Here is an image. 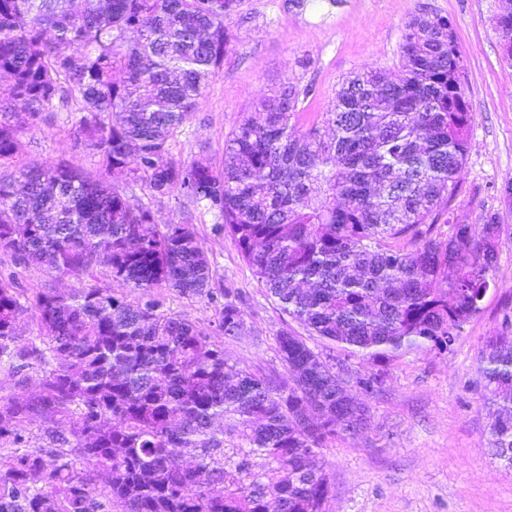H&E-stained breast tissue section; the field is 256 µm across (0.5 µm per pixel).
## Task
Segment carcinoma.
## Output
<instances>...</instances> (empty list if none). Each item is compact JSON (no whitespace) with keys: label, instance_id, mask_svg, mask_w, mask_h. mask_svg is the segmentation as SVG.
Listing matches in <instances>:
<instances>
[{"label":"carcinoma","instance_id":"obj_1","mask_svg":"<svg viewBox=\"0 0 512 512\" xmlns=\"http://www.w3.org/2000/svg\"><path fill=\"white\" fill-rule=\"evenodd\" d=\"M0 0V167L14 155L19 101L29 114L80 99L77 124L102 169L153 195L179 187L217 215L283 311L321 340L385 365L410 349L446 352L481 311L501 224L481 232L454 203L469 147L464 64L446 16L405 25L398 75L356 73L322 123L300 135L309 90L285 82L224 142V164L169 158L186 115L223 67L224 18L240 0ZM512 63V13L498 14ZM0 250L61 275L173 288L217 301L191 224H158L127 188L57 163L0 175ZM90 288L22 299L0 281V369L39 363L36 392L0 397V512H328L319 450L366 426L327 353L285 331L288 377L242 369L195 323ZM32 312L39 343L18 344ZM217 327L241 334L224 289ZM496 404L494 455L512 468V319L481 349ZM46 423V445L26 425ZM75 455L81 467L69 459Z\"/></svg>","mask_w":512,"mask_h":512}]
</instances>
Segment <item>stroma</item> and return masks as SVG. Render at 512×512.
Masks as SVG:
<instances>
[{
  "label": "stroma",
  "mask_w": 512,
  "mask_h": 512,
  "mask_svg": "<svg viewBox=\"0 0 512 512\" xmlns=\"http://www.w3.org/2000/svg\"><path fill=\"white\" fill-rule=\"evenodd\" d=\"M502 6V0H242L224 21L231 35L224 65L170 147L171 158L182 165L202 159L221 164L224 141L246 112L287 80L311 89L297 125L306 130L320 121L351 73L396 71L410 16L427 12L454 24L472 113L455 212L476 232L485 213L498 214L503 232L495 284L451 350H409L383 367L336 352V360L355 378L379 373L383 382L372 393L349 384V392L370 408L368 424L359 435L320 451L331 483L329 512H512V469L489 452L495 408L477 372L483 343L498 331L502 304L512 298V197L502 192L512 180V64L503 60L494 30ZM79 108L75 100L68 110L35 119L15 112L21 131L11 170L65 161L100 176L99 155L86 150L77 134ZM131 200L149 205L158 223L194 226L210 260L211 288L232 289L242 311L239 336L227 338L217 330L219 307L207 298L168 288L146 294L113 280L102 267L91 277L58 275L16 264L0 251V275L14 276L27 297L42 290L73 294L92 287L134 303L161 299L165 309L223 344L228 359L276 380L287 376L278 353L279 333L306 336L311 348L324 350V341L307 336L268 296L217 218L201 212L186 193L175 188L155 197L137 185Z\"/></svg>",
  "instance_id": "1"
}]
</instances>
